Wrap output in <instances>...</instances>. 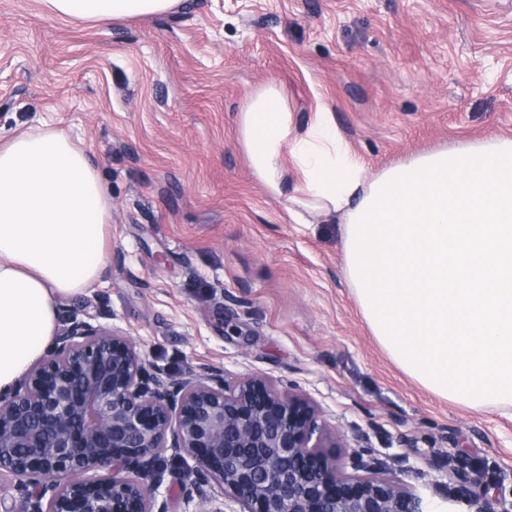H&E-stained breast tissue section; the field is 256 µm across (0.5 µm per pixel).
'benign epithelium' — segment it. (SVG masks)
<instances>
[{"label": "benign epithelium", "instance_id": "obj_1", "mask_svg": "<svg viewBox=\"0 0 512 512\" xmlns=\"http://www.w3.org/2000/svg\"><path fill=\"white\" fill-rule=\"evenodd\" d=\"M399 443L383 458L369 446L338 454L346 435L299 394L264 375L231 384L220 369L176 381L89 313L0 393V474L15 479L23 512H169L164 448L192 459L188 496L214 481L243 512H428L391 478L415 472V442ZM435 469L448 498L475 483L459 450ZM488 489L477 512H512V469Z\"/></svg>", "mask_w": 512, "mask_h": 512}]
</instances>
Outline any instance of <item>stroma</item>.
<instances>
[{"mask_svg":"<svg viewBox=\"0 0 512 512\" xmlns=\"http://www.w3.org/2000/svg\"><path fill=\"white\" fill-rule=\"evenodd\" d=\"M270 84L298 125L330 108L374 173L512 138V0H183L98 25L0 0V142L60 129L112 197L108 272L60 319L98 315L176 379L218 367L295 385L379 454L416 439L399 481L432 504L454 442L490 484L512 467V408L477 412L407 375L362 317L343 225L295 223L255 179L237 116ZM161 457L170 512H238L217 484L187 499L191 459Z\"/></svg>","mask_w":512,"mask_h":512,"instance_id":"35a3bbf8","label":"stroma"}]
</instances>
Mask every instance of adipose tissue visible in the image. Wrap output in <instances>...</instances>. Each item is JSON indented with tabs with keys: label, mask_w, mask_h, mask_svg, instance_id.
I'll return each instance as SVG.
<instances>
[{
	"label": "adipose tissue",
	"mask_w": 512,
	"mask_h": 512,
	"mask_svg": "<svg viewBox=\"0 0 512 512\" xmlns=\"http://www.w3.org/2000/svg\"><path fill=\"white\" fill-rule=\"evenodd\" d=\"M180 0H43L88 23ZM255 178L299 224H344L348 281L390 357L434 394L512 406V139L461 142L368 173L321 108L298 128L273 85L238 115ZM112 199L89 154L42 125L0 144V393L50 347L58 308L108 268Z\"/></svg>",
	"instance_id": "1"
}]
</instances>
